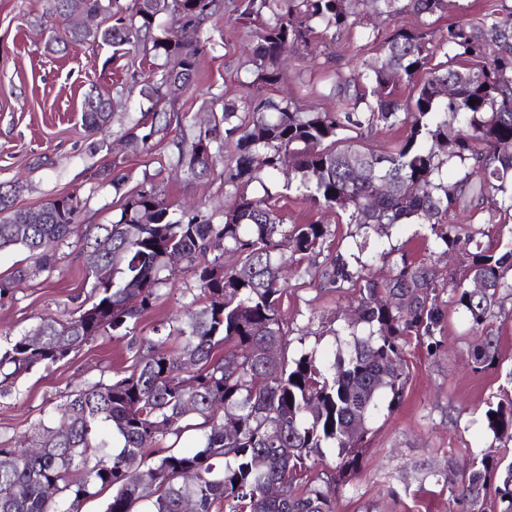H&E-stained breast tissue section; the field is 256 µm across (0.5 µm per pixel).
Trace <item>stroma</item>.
I'll return each instance as SVG.
<instances>
[{
  "instance_id": "stroma-1",
  "label": "stroma",
  "mask_w": 512,
  "mask_h": 512,
  "mask_svg": "<svg viewBox=\"0 0 512 512\" xmlns=\"http://www.w3.org/2000/svg\"><path fill=\"white\" fill-rule=\"evenodd\" d=\"M235 5L236 0H221L218 14L204 30L214 49L194 83L174 101L189 124L204 123L210 98L244 100V84L251 78L248 42L234 21ZM46 7L47 0H0V183L17 186L15 206L35 210L47 199L70 193L82 202L79 225L111 223L117 213L115 192L95 174L115 160L126 188L148 181L168 203L197 206L207 215L231 208L234 199L224 187L222 167L203 179L180 177L166 166L168 141L154 142L143 152L126 146L124 131L148 107L130 77L127 58L114 55L112 47L103 44L67 52L48 49L52 21ZM415 21L410 13L394 20L367 14L359 27L337 34L335 40L319 39L312 50L287 55L281 62L287 83L258 88L255 94L277 102L288 100L302 112L335 108L353 90L362 62L356 53L361 33L384 32ZM91 90L117 103L102 151L91 149L92 139L80 120L83 99ZM277 206L289 224L335 225L337 241L354 249L347 225L336 214L296 201L291 192L279 197ZM418 231L414 224L393 227L385 241L390 253L372 261L370 276L387 278L401 252L424 254L426 242ZM81 251L76 241L62 246L51 271L17 283L12 294L0 301L1 345L34 328L42 318L78 311L88 295L81 281ZM356 305L353 290L327 293L311 278H290L282 298L291 328L289 356L306 346L317 348L320 357L332 358L336 338L328 328L351 316ZM492 330L501 338L503 361L483 372L474 371L467 359L468 327L454 312L448 316L435 356H428L425 347L416 343L407 347L410 378L404 398L392 412L381 413L357 470L339 482L336 512H450L448 488L437 481V473L461 474L485 454L512 457V441H496L474 424L488 405L498 402L512 371V318H498ZM127 358L126 339L104 337L63 362L33 371L21 382L17 395L0 399V442L23 439L39 420L59 415L76 385L112 377Z\"/></svg>"
}]
</instances>
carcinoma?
<instances>
[{"label":"carcinoma","mask_w":512,"mask_h":512,"mask_svg":"<svg viewBox=\"0 0 512 512\" xmlns=\"http://www.w3.org/2000/svg\"><path fill=\"white\" fill-rule=\"evenodd\" d=\"M47 2L55 19L75 8L101 16L93 30L68 31L63 49L102 43L123 56L163 60L142 88L150 106L126 132L130 147L144 149L181 126L184 115L165 101V81L193 82L204 46L184 40L180 30L202 27L218 0H132L127 15L112 0ZM451 2L237 0L235 20L250 33L254 83L262 86L287 82L283 55L308 47L319 29L356 27L369 6L389 17L410 12L421 24L386 33L379 55L363 63L361 91L332 111L300 112L249 93L243 106L226 103L213 113L209 128L173 141L168 166L191 178L214 171L232 143L224 186L235 204L219 223L198 208L172 207L143 183L116 202L112 223L93 232L76 225L81 201L70 193L42 205V223L26 224L12 194L0 191V251L22 248L34 260V267L0 280V296L36 270L51 271L56 250L77 236L92 298L79 315L44 319L0 347V398L17 393L33 370L100 337L128 338L130 354L125 370L73 391L60 416L39 422L31 438L0 446V512H80L107 488L105 512L141 505L146 512H182L186 500L193 512H336L337 478L359 465L379 413L403 399L411 338L435 353L452 306L472 332L473 369L500 363L501 338L487 325L512 296V148H505L512 145V18L493 9L476 24L433 28L431 18ZM162 13L180 28L160 26ZM112 111L111 99L91 91L82 103L83 125L102 133ZM381 126L407 134L379 153L359 144ZM450 166L457 167L453 182L444 177ZM285 168L298 177L286 190L348 215V225L361 232L357 252H324L334 235L329 224L285 223L275 208L280 191L264 180ZM380 182L387 185L383 194ZM400 224L423 227L433 253L455 255L448 282L439 284L431 256L406 253L388 279L369 276L363 254L370 234L387 237ZM174 253L186 261L196 293L168 327L140 336L142 314L162 289L176 287ZM226 253L237 264L225 263ZM286 270L312 274L330 292H359L354 317L333 330L347 337L348 350L330 364L319 363L314 348L285 357ZM474 279L485 282L484 291L469 288ZM440 287L448 289L446 305ZM268 346L281 351L274 361L261 356ZM356 415L365 427L352 437L347 427ZM479 424L512 441V398L488 405ZM187 431L198 432L193 450L156 448ZM328 449L337 464L309 476L310 459ZM442 477L456 512H484L492 485L503 512H512V461L484 456L460 480ZM273 483L281 486L275 496L267 491ZM48 485L57 490L52 499Z\"/></svg>","instance_id":"cac0c4a2"}]
</instances>
